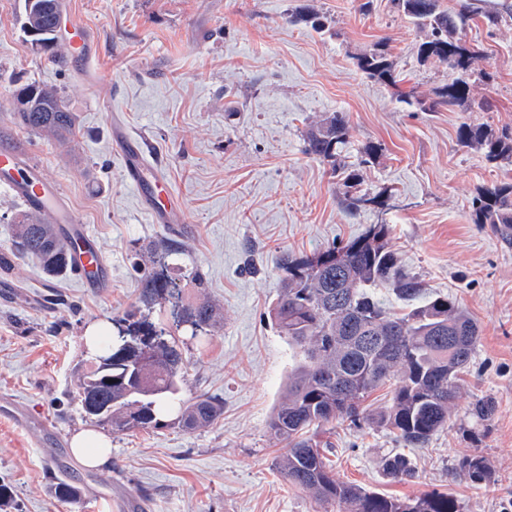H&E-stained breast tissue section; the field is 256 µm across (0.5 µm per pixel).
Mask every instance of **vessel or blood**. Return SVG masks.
<instances>
[{"instance_id": "obj_1", "label": "vessel or blood", "mask_w": 512, "mask_h": 512, "mask_svg": "<svg viewBox=\"0 0 512 512\" xmlns=\"http://www.w3.org/2000/svg\"><path fill=\"white\" fill-rule=\"evenodd\" d=\"M71 39L74 55L91 59L92 36L82 23H74ZM112 141L123 158L125 180L136 191L152 223L185 229L183 210L166 178L149 162L145 145L122 129L113 131ZM0 187L14 194L29 210L60 225V239L68 253L70 272L79 285L107 286L108 263L94 247L88 225L82 223L58 183L47 179L25 153L1 147Z\"/></svg>"}]
</instances>
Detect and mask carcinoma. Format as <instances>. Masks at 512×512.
Segmentation results:
<instances>
[{
	"label": "carcinoma",
	"mask_w": 512,
	"mask_h": 512,
	"mask_svg": "<svg viewBox=\"0 0 512 512\" xmlns=\"http://www.w3.org/2000/svg\"><path fill=\"white\" fill-rule=\"evenodd\" d=\"M416 28L426 31L417 46V60L436 61L448 69V83L439 87L431 103L399 96L401 102L428 112L440 106L465 107L474 83L490 74L474 68L480 48L467 41L465 29L477 14L488 26L502 19L500 12L478 11L471 0H461L448 11L441 0H391ZM39 31L32 46L54 62H64L56 42L55 23L47 15H27ZM292 24L325 26L323 17L303 9L288 17ZM357 67L368 78L396 84L393 62L378 44L356 57ZM40 105L25 108V100ZM7 108L16 126L48 140H62L76 131V115L59 92L46 85L22 84L15 88ZM458 140L465 147L484 152L490 163H512V130L496 133L485 124L464 123ZM348 143V124L343 114L333 112L309 132L305 153L331 166L345 187L343 203L356 213L366 207H384L386 192L356 195L360 170L337 164ZM471 221L494 229H512V182L483 188L473 200ZM19 255L35 259L50 277L70 271L53 225L34 213H22L13 226ZM389 225L372 224L360 237L335 243L312 255L289 256L282 292L268 311L271 321L298 350L288 373L285 399L275 408L268 424L271 439L288 447L277 461L281 475L293 486L311 491L323 502L345 505L346 512H459L457 500L432 492L412 498H397L339 482L332 474L317 443L309 436L315 425L336 419L356 425L364 415L363 402L377 387L395 380L392 403L376 415L382 426L405 445L423 447L448 424L454 406L456 381L469 366L480 328L475 319L452 298L430 296L421 279L398 261L388 244ZM389 288L398 297L415 302L407 314L389 310L377 289ZM178 288L164 272L148 269L141 278L140 300L149 305L171 304L176 326L185 325L191 338L212 327L216 312L200 302L184 307ZM99 353L79 383L78 406L99 393L112 402L110 411L96 422L114 431L147 430L162 424L161 412L178 405V423L188 429L212 424L223 402L201 393L188 401L178 398L185 380V361L179 340L146 318L131 329L98 337ZM461 469L476 483L490 481L486 460L479 455L465 458ZM385 477L394 481L414 477L408 458L394 454L382 461ZM59 500H76L80 489L68 480L53 487Z\"/></svg>",
	"instance_id": "carcinoma-1"
}]
</instances>
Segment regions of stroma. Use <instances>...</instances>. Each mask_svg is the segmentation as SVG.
I'll return each instance as SVG.
<instances>
[{
    "mask_svg": "<svg viewBox=\"0 0 512 512\" xmlns=\"http://www.w3.org/2000/svg\"><path fill=\"white\" fill-rule=\"evenodd\" d=\"M65 18L87 26L96 62L58 65L34 52L23 31L22 0H0V127L2 104L15 86L57 88L78 117L62 141L21 134L45 177L64 188L112 267L107 295L88 293L65 274L45 275L14 257L0 269V395L18 399L29 424L0 416V484L11 512H344L287 483L276 467L283 445L268 420L283 399L297 357L272 324L287 255H309L390 228L389 245L429 293L456 298L477 320L480 339L458 384L448 424L425 447L410 448L387 428L362 421L315 427L337 480L389 496L447 492L461 512H512V242L470 220L484 187L512 182V165L488 164L461 146L462 122L512 129V0H474L502 11L496 28L474 22L467 38L483 50L470 110L423 112L397 101L391 87L369 79L359 54L384 44L403 91L426 100L448 81L438 62L419 64L424 37L389 0H65ZM307 6L327 17L318 32L288 22ZM339 112L349 127L346 163L362 148L379 153L363 169L361 189H391L386 209L350 213L327 165L303 152L307 131ZM119 119L150 141L172 190L186 206L188 230L168 259L181 304L210 301L217 321L203 342L187 344L181 396L219 395L218 420L193 430L174 417L149 431L115 432L83 417L74 395L93 357L84 329L93 321L123 326L139 307V267H152L154 244L169 238L150 223L123 178L112 145ZM256 270L248 272L246 261ZM201 273L205 287L193 275ZM492 400L483 422L470 410ZM64 439L100 428L112 442L106 463L66 468L48 456L42 420ZM405 455L416 470L392 481L385 456ZM478 454L492 478L472 484L460 470ZM71 477L79 501L56 499L55 479Z\"/></svg>",
    "mask_w": 512,
    "mask_h": 512,
    "instance_id": "obj_1",
    "label": "stroma"
}]
</instances>
